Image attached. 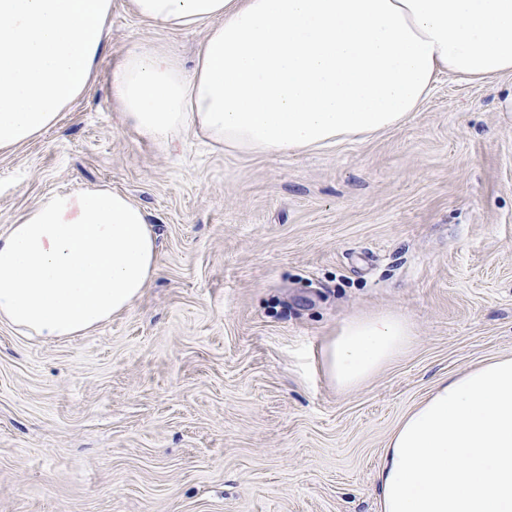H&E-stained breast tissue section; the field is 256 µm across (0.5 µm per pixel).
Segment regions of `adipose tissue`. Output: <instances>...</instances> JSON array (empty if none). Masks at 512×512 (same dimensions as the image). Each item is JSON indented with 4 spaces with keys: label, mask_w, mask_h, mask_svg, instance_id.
I'll return each mask as SVG.
<instances>
[{
    "label": "adipose tissue",
    "mask_w": 512,
    "mask_h": 512,
    "mask_svg": "<svg viewBox=\"0 0 512 512\" xmlns=\"http://www.w3.org/2000/svg\"><path fill=\"white\" fill-rule=\"evenodd\" d=\"M141 20L202 26L192 70L134 44L112 69L125 123L163 150L187 133L243 154L315 150L401 124L445 72L512 75V0H130ZM112 0H0V151L53 127L91 87ZM142 208L105 188L42 198L0 234V322L57 341L127 310L157 272ZM413 333L347 320L323 351L353 389ZM382 512H512V357L436 384L400 421Z\"/></svg>",
    "instance_id": "1"
}]
</instances>
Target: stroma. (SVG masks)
<instances>
[{"label": "stroma", "instance_id": "obj_1", "mask_svg": "<svg viewBox=\"0 0 512 512\" xmlns=\"http://www.w3.org/2000/svg\"><path fill=\"white\" fill-rule=\"evenodd\" d=\"M204 36L112 0L90 90L0 152V233L103 187L147 212L158 249L140 298L93 331L0 323V512H381L402 417L512 355V76L440 75L401 125L318 151L160 150L124 125L112 69L140 42L191 65ZM382 312L409 347L338 389L323 345Z\"/></svg>", "mask_w": 512, "mask_h": 512}]
</instances>
